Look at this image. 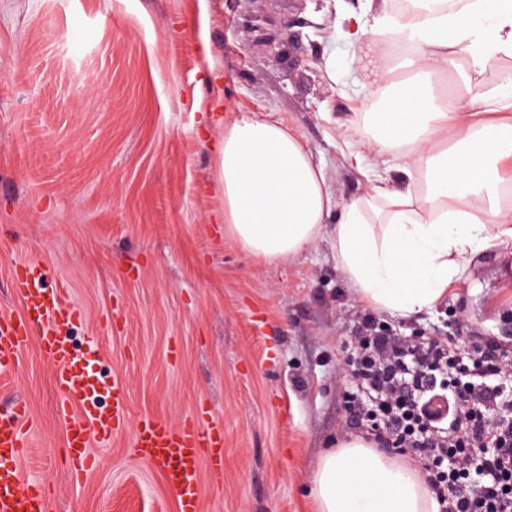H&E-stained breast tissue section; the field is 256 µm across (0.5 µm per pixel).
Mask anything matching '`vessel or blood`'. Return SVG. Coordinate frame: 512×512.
<instances>
[{"label":"vessel or blood","instance_id":"vessel-or-blood-1","mask_svg":"<svg viewBox=\"0 0 512 512\" xmlns=\"http://www.w3.org/2000/svg\"><path fill=\"white\" fill-rule=\"evenodd\" d=\"M13 281L23 311L0 316V376L15 371L32 343L52 360L55 384L62 392L58 412L66 420L65 462L71 472L82 475L95 467L93 439L128 432L140 458L160 470L176 496L178 512H199L201 468L218 473L224 467L223 424L201 410L175 426L145 416L128 427L124 386L93 376L86 357L71 343L69 329L78 313L57 292L37 286L31 265H17ZM31 425L24 402L0 414V512H50L42 485L27 481L22 473Z\"/></svg>","mask_w":512,"mask_h":512}]
</instances>
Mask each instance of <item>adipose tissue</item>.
<instances>
[{"instance_id":"ef3b65f1","label":"adipose tissue","mask_w":512,"mask_h":512,"mask_svg":"<svg viewBox=\"0 0 512 512\" xmlns=\"http://www.w3.org/2000/svg\"><path fill=\"white\" fill-rule=\"evenodd\" d=\"M374 26L402 35L408 53L377 64L380 97L358 132L376 155L392 154L412 187L376 186L327 225L332 198L322 167L293 131L241 114L216 148L224 229L248 254L285 261L331 227L336 262L361 302L408 316L448 296L469 251L512 242V72L481 78L512 57V0H409ZM458 70L451 96L436 86ZM453 129L452 139L441 138ZM317 512H438L422 467L386 457L361 437L318 461L310 481Z\"/></svg>"}]
</instances>
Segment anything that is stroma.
I'll return each instance as SVG.
<instances>
[{
    "label": "stroma",
    "instance_id": "1",
    "mask_svg": "<svg viewBox=\"0 0 512 512\" xmlns=\"http://www.w3.org/2000/svg\"><path fill=\"white\" fill-rule=\"evenodd\" d=\"M368 0H272L311 62H271L237 0H0V314L22 303L17 263L36 264L80 319L77 349L119 378L128 419L178 424L209 408L224 425V471L201 476V512H316L320 456L361 428L343 402L349 340L366 308L336 263L330 231L285 261L246 254L217 217L214 99L225 120L291 127L337 206L367 194L373 156L355 133L373 74L348 36ZM467 321H460V314ZM391 325L460 351L512 354V244L468 255L448 297ZM55 366L29 346L0 407L35 422L22 462L51 512H177L130 435L96 444L97 468L64 459Z\"/></svg>",
    "mask_w": 512,
    "mask_h": 512
}]
</instances>
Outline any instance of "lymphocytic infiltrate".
<instances>
[{
	"label": "lymphocytic infiltrate",
	"mask_w": 512,
	"mask_h": 512,
	"mask_svg": "<svg viewBox=\"0 0 512 512\" xmlns=\"http://www.w3.org/2000/svg\"><path fill=\"white\" fill-rule=\"evenodd\" d=\"M353 367L363 387L349 404L379 445L423 466L439 512H512V421L489 426L497 383L512 378L506 352L468 359L441 341L427 351L396 343L365 313Z\"/></svg>",
	"instance_id": "lymphocytic-infiltrate-1"
}]
</instances>
